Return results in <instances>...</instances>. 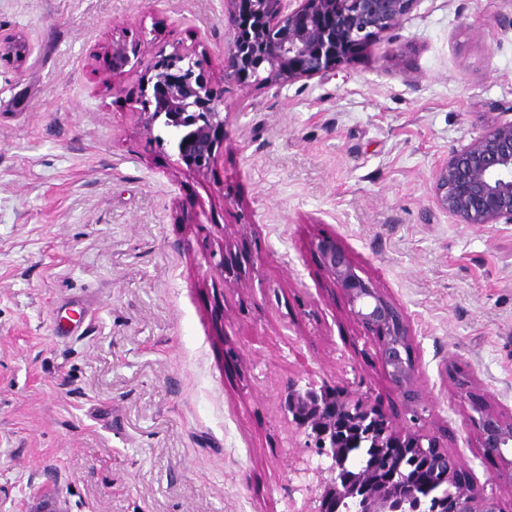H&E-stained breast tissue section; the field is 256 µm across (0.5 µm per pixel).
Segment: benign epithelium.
Here are the masks:
<instances>
[{
  "mask_svg": "<svg viewBox=\"0 0 512 512\" xmlns=\"http://www.w3.org/2000/svg\"><path fill=\"white\" fill-rule=\"evenodd\" d=\"M417 0H224L229 67L209 76L206 57L180 44L145 50L116 40L99 57L101 74L135 73L134 112L149 138L160 125L177 164L203 174L224 146L225 87L326 79L350 61L349 47L376 41L395 28ZM20 37L0 29V59L22 58ZM435 206L462 224H512V119L496 123L439 164L432 174ZM325 269L344 292L353 320L374 338L385 375L409 397L421 380L411 358L404 314L359 277L344 254L320 245ZM483 453L512 477V413L489 406L457 383ZM277 412L291 433L288 512H505L500 498L469 480L460 458L438 445L426 409L412 405L413 427L401 432L381 406L357 393H336L313 382L288 384Z\"/></svg>",
  "mask_w": 512,
  "mask_h": 512,
  "instance_id": "benign-epithelium-1",
  "label": "benign epithelium"
}]
</instances>
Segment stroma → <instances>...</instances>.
Here are the masks:
<instances>
[{
	"instance_id": "stroma-1",
	"label": "stroma",
	"mask_w": 512,
	"mask_h": 512,
	"mask_svg": "<svg viewBox=\"0 0 512 512\" xmlns=\"http://www.w3.org/2000/svg\"><path fill=\"white\" fill-rule=\"evenodd\" d=\"M503 16L512 0H417L332 79L228 90L198 175L96 57L144 37L220 74L224 0H0L27 43L0 61V512H36L33 484L69 512H287L293 380L362 381L406 426L323 244L405 313L430 433L512 504L455 393L512 410V224L459 223L430 192L512 105Z\"/></svg>"
}]
</instances>
